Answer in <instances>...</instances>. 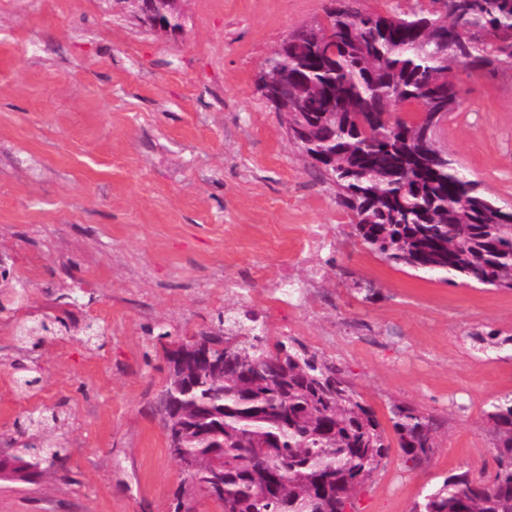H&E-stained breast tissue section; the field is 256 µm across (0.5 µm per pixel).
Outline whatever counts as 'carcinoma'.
<instances>
[{
	"label": "carcinoma",
	"mask_w": 512,
	"mask_h": 512,
	"mask_svg": "<svg viewBox=\"0 0 512 512\" xmlns=\"http://www.w3.org/2000/svg\"><path fill=\"white\" fill-rule=\"evenodd\" d=\"M337 0L329 25H307L273 69L288 86L281 104L287 129L306 128V155L323 164L340 203L355 216L356 235L387 262L512 290V214L459 170L448 150L430 155L420 141L423 114L460 107L462 70L492 72L512 61V0H430L405 10L367 12ZM53 333L44 318L16 324L23 344ZM209 346L219 365L190 383L172 378L158 399L165 421L183 427L177 461L195 464L183 498L224 472L223 512H346L388 457L391 439L376 411L335 365L292 341L271 346L255 315L223 316L218 328L167 351L171 367ZM497 473L486 484L466 473L447 477L412 512H512V400L487 413ZM389 421L406 461H427L436 448L433 418L395 403ZM57 423L30 414L19 434ZM57 442L33 455L0 457V472L21 481L61 461ZM273 497L262 495L271 474Z\"/></svg>",
	"instance_id": "1"
}]
</instances>
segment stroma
Returning a JSON list of instances; mask_svg holds the SVG:
<instances>
[{"label": "stroma", "instance_id": "obj_1", "mask_svg": "<svg viewBox=\"0 0 512 512\" xmlns=\"http://www.w3.org/2000/svg\"><path fill=\"white\" fill-rule=\"evenodd\" d=\"M330 4L182 0L181 29L158 35L126 0H0V291L27 289L0 312V449L46 409L65 448L48 476L0 480V512H174L183 476L155 413L165 349L244 312L336 365L380 418L402 403L435 420L431 458L415 467L392 448L355 512H411L466 470L493 480L487 413L512 397V291L383 261L256 87ZM459 78L439 142L512 208V64ZM313 224L329 244L295 261ZM285 267L300 305L277 299L270 273ZM69 288L79 324L103 336L18 343L15 322L63 316ZM18 361L42 378L33 393L16 388Z\"/></svg>", "mask_w": 512, "mask_h": 512}]
</instances>
